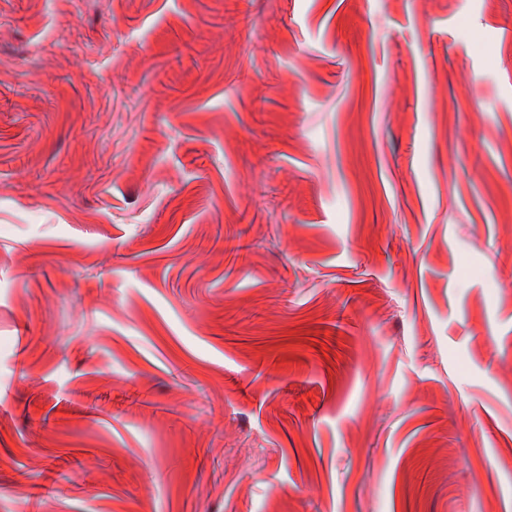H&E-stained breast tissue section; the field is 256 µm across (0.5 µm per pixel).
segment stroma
I'll return each instance as SVG.
<instances>
[{
    "instance_id": "1",
    "label": "stroma",
    "mask_w": 512,
    "mask_h": 512,
    "mask_svg": "<svg viewBox=\"0 0 512 512\" xmlns=\"http://www.w3.org/2000/svg\"><path fill=\"white\" fill-rule=\"evenodd\" d=\"M512 0H0V512H512Z\"/></svg>"
}]
</instances>
